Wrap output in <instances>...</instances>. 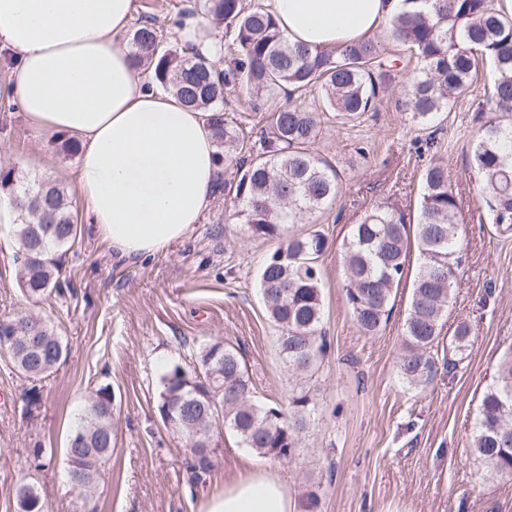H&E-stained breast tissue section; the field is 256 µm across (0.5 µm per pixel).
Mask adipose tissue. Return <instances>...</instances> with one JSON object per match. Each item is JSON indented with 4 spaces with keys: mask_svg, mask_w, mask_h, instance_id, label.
<instances>
[{
    "mask_svg": "<svg viewBox=\"0 0 512 512\" xmlns=\"http://www.w3.org/2000/svg\"><path fill=\"white\" fill-rule=\"evenodd\" d=\"M135 0H0V52L22 112L80 146L79 188L97 234L122 259L185 239L211 201L215 145L202 113L149 89L121 43ZM401 0H270L289 42L327 50L391 19ZM286 485L236 476L205 512H294Z\"/></svg>",
    "mask_w": 512,
    "mask_h": 512,
    "instance_id": "1",
    "label": "adipose tissue"
}]
</instances>
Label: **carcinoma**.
I'll list each match as a JSON object with an SVG mask.
<instances>
[{
	"label": "carcinoma",
	"mask_w": 512,
	"mask_h": 512,
	"mask_svg": "<svg viewBox=\"0 0 512 512\" xmlns=\"http://www.w3.org/2000/svg\"><path fill=\"white\" fill-rule=\"evenodd\" d=\"M202 9L175 3L176 18L201 13L214 23L206 37L215 43V59L190 42L166 41L155 17L137 20L128 50L148 86L169 92L180 104L205 113L216 146L218 169L244 153L233 179H216L213 191L230 197L233 217L252 235L280 239L261 264L257 286L269 319L278 328V349L288 370L313 376L327 351L319 258L329 242L320 230H293L307 216L328 212L341 191V177L312 146L331 124L360 126L376 109L380 93L401 79L399 103L419 126L418 148H438L434 123L451 111L450 103L472 84L479 67L497 74L488 102L495 117L483 124L470 147L469 169L484 182L490 223L512 232V18L495 0H403L392 18L389 36L406 54L391 59L378 42L363 37L339 48L311 51L288 41L268 6L255 0H197ZM321 90V103L300 102L308 90ZM297 102L272 105L278 92ZM242 108L263 112L264 129L226 115L227 96ZM0 193L9 204L20 201L13 224L21 268L18 284L26 298L65 297L67 253L78 225L68 190L59 183L33 179L0 166ZM459 203L448 183V167L431 158L422 174L416 224L403 214L379 207L352 225L342 244L345 303L359 330L376 335L391 317L398 288L408 274L412 251L417 272L403 322L405 347L397 361L400 379L410 388L427 386L437 372L443 319L448 313L462 262ZM0 353L31 382L55 368L67 345L42 316H5ZM450 345L462 355L470 345V327L456 326ZM246 392L247 402L224 400L230 389ZM245 361L217 337L200 346L197 364L170 365L159 378L158 412L174 423L191 455L189 481L197 485L214 464L213 434L222 427L260 457L286 459L285 449L300 448V435L316 410L310 391L288 401L254 399ZM112 388L95 391L66 448L68 478L81 494L104 476L112 457ZM470 454L489 471L512 478V349L498 365L494 382L482 394L469 442ZM17 512H46L38 487L15 489Z\"/></svg>",
	"instance_id": "cac0c4a2"
}]
</instances>
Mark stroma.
I'll use <instances>...</instances> for the list:
<instances>
[{"label": "stroma", "mask_w": 512, "mask_h": 512, "mask_svg": "<svg viewBox=\"0 0 512 512\" xmlns=\"http://www.w3.org/2000/svg\"><path fill=\"white\" fill-rule=\"evenodd\" d=\"M494 77L491 67L480 69L438 135L460 204L464 250L436 377L416 389L400 381L396 367L411 279L403 280L391 318L375 336L358 330L342 292L341 245L350 226L387 205L408 220L417 217L425 160L414 146L415 123L395 106L398 85L361 126L329 128L314 146L340 169L343 190L314 223L329 239L320 261L329 350L310 378L283 365L279 332L258 293V270L274 240L252 237L217 194L183 242L144 259L116 258L78 194L77 156L59 151L55 135L37 132L0 100V165L66 184L79 227L66 261L72 294L36 304L22 294L16 243L0 223V314L44 316L70 347L67 361L38 382L41 401L32 410L24 401L29 382L0 356V512H16L14 488L24 481L38 486L48 512H204L234 475L259 466L286 480L295 512H512V479L492 475L468 451L481 395L512 346V233L494 231L483 186L466 170L479 130L474 108ZM462 322L471 342L466 359L450 370L446 339ZM210 336L239 351L259 400L284 402L305 388L318 409L295 461L260 458L224 433L215 439L210 476L193 487L184 444L157 410L159 377L169 364L190 365L194 346ZM104 385L115 395V446L95 493L85 497L67 481L65 448L79 411ZM37 447L47 455L41 467L32 456ZM313 496L318 505L311 510Z\"/></svg>", "instance_id": "1"}]
</instances>
